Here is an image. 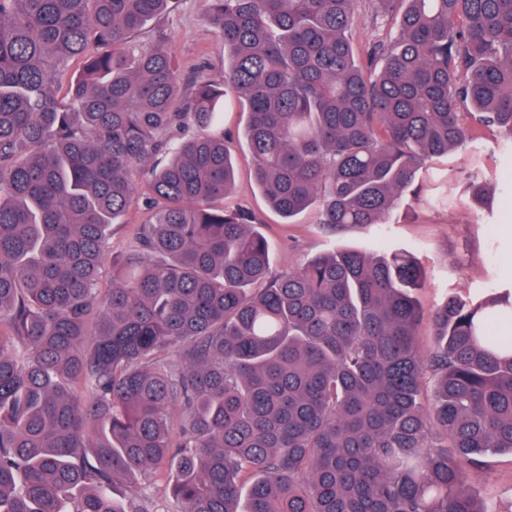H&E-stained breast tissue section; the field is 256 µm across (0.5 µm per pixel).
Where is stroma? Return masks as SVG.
Returning <instances> with one entry per match:
<instances>
[{"label":"stroma","instance_id":"stroma-1","mask_svg":"<svg viewBox=\"0 0 512 512\" xmlns=\"http://www.w3.org/2000/svg\"><path fill=\"white\" fill-rule=\"evenodd\" d=\"M370 0H362L353 24L354 42L359 50L396 35L395 20H376ZM166 42L183 83L224 80V45L205 22L200 0H179L169 14L153 21L139 36L143 45L157 44L158 31ZM224 135L236 166V182L224 198L228 209L243 208L254 214L272 247V269L280 272L339 245L362 250L391 252L408 250L427 270V281L416 290V300L426 315L447 296L478 299L493 289L512 286V194L496 193L487 209L464 206L467 176L473 167V151L460 148L430 165L433 172L447 174L448 180L434 185L423 180L417 194L407 195L401 207L382 230L347 229L326 235L319 224V211L309 208L295 223L273 211L256 186L244 129L248 115L235 104L223 109ZM446 193L449 206L435 205L436 192ZM139 198L112 228L109 256L126 254L134 243L133 233L149 213L143 201L146 186H139ZM479 494L496 500L512 489V456L490 454L474 471Z\"/></svg>","mask_w":512,"mask_h":512}]
</instances>
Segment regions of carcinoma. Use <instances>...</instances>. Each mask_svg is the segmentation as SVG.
Wrapping results in <instances>:
<instances>
[{
	"instance_id": "carcinoma-1",
	"label": "carcinoma",
	"mask_w": 512,
	"mask_h": 512,
	"mask_svg": "<svg viewBox=\"0 0 512 512\" xmlns=\"http://www.w3.org/2000/svg\"><path fill=\"white\" fill-rule=\"evenodd\" d=\"M175 3L0 0V512H157L112 486L160 466L176 512H512L472 471L512 454V336L492 332L512 291L448 297L425 353L410 253L273 271L255 218L221 206L234 164L214 130L235 95L282 217L385 224L478 132L512 154V0H374L398 31L364 66L360 0H202L224 83L187 92L169 52L136 42ZM140 175L151 217L103 297ZM498 188L477 167L468 200Z\"/></svg>"
}]
</instances>
